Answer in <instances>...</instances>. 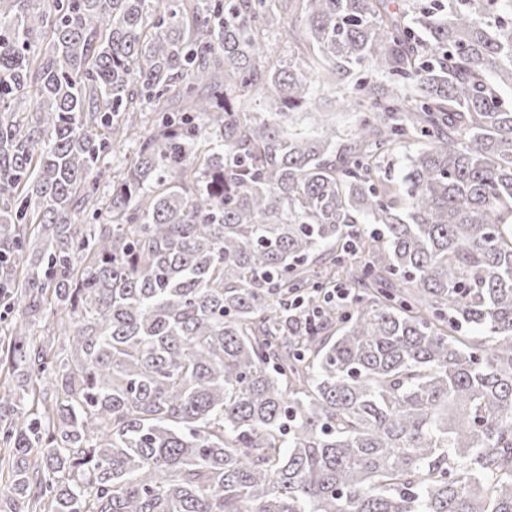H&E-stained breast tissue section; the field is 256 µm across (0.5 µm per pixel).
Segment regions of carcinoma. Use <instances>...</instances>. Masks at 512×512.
Here are the masks:
<instances>
[{
	"label": "carcinoma",
	"mask_w": 512,
	"mask_h": 512,
	"mask_svg": "<svg viewBox=\"0 0 512 512\" xmlns=\"http://www.w3.org/2000/svg\"><path fill=\"white\" fill-rule=\"evenodd\" d=\"M508 90L512 0H0L14 497L512 512ZM53 334L51 336L50 334ZM34 335L45 341L48 345H52L55 349L57 346L65 344L67 336L58 328L57 317L50 315L46 319H42L34 328ZM60 335V336H59Z\"/></svg>",
	"instance_id": "carcinoma-1"
}]
</instances>
